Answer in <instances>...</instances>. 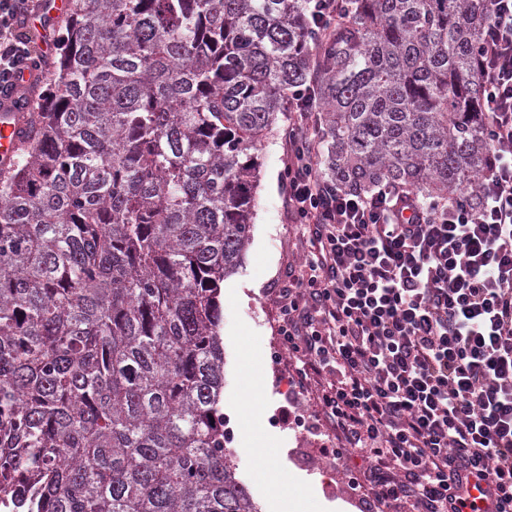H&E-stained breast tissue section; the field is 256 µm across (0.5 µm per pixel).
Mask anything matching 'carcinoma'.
I'll return each instance as SVG.
<instances>
[{"label": "carcinoma", "mask_w": 512, "mask_h": 512, "mask_svg": "<svg viewBox=\"0 0 512 512\" xmlns=\"http://www.w3.org/2000/svg\"><path fill=\"white\" fill-rule=\"evenodd\" d=\"M474 0H71L0 169V508L259 512L224 446V280L255 150L315 86L320 177L473 201ZM310 3L314 25L317 29H322L342 18L346 0H310Z\"/></svg>", "instance_id": "cac0c4a2"}]
</instances>
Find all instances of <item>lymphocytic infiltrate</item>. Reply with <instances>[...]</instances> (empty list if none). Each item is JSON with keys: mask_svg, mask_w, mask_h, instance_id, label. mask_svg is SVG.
I'll return each mask as SVG.
<instances>
[{"mask_svg": "<svg viewBox=\"0 0 512 512\" xmlns=\"http://www.w3.org/2000/svg\"><path fill=\"white\" fill-rule=\"evenodd\" d=\"M477 46L489 168L476 201L424 203L389 185L326 183L307 112L292 95L285 185L303 254L277 297L293 384L316 382L334 436L356 455L353 485L394 512H512V0H478ZM34 0H0V86L45 60L25 19Z\"/></svg>", "mask_w": 512, "mask_h": 512, "instance_id": "1", "label": "lymphocytic infiltrate"}]
</instances>
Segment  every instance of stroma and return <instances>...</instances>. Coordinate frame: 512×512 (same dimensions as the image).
I'll list each match as a JSON object with an SVG mask.
<instances>
[{"label": "stroma", "mask_w": 512, "mask_h": 512, "mask_svg": "<svg viewBox=\"0 0 512 512\" xmlns=\"http://www.w3.org/2000/svg\"><path fill=\"white\" fill-rule=\"evenodd\" d=\"M255 156L260 182L252 240L243 269L225 280L221 294L227 446L261 512L273 508L263 479L270 469L280 471L289 485L310 490L308 512H379L366 495L352 490L345 464L321 459L318 446L327 426L313 393L292 385V367L272 342L278 326L275 298L299 260L301 228L292 220L283 182L288 164L284 133L267 135ZM256 380L263 386V409L249 429L244 401Z\"/></svg>", "instance_id": "stroma-1"}]
</instances>
